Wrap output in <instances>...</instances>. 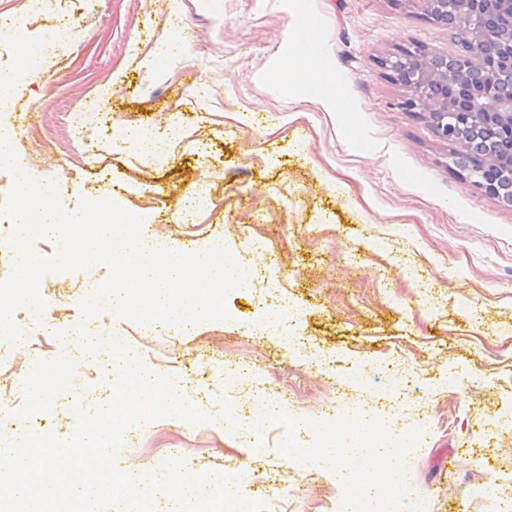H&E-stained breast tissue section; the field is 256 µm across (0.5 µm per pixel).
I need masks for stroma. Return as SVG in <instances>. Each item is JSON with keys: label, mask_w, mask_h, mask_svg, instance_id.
<instances>
[{"label": "stroma", "mask_w": 512, "mask_h": 512, "mask_svg": "<svg viewBox=\"0 0 512 512\" xmlns=\"http://www.w3.org/2000/svg\"><path fill=\"white\" fill-rule=\"evenodd\" d=\"M78 19L67 51L36 70L15 72L19 155L55 183L66 211L107 195L164 245L192 253L223 241L259 277L226 299L228 319L189 331H146L105 306L104 335L131 342L145 365L166 367L206 414L224 410L215 381L225 362L248 366L281 390L291 416L333 405L330 387L351 370L398 353L413 377L403 393L426 400L432 425L405 459L408 496L433 512H485V488L512 477V439L491 413L512 408V203L463 179L452 159L462 144L436 136L428 115L409 111L410 92L389 59L403 50L456 55L459 28L425 15L423 0H59ZM318 30L328 82L306 89L308 67L290 56L304 28ZM165 37L163 59L150 42ZM118 93L108 94L112 78ZM193 114L166 160L144 162L114 129H165ZM213 187L210 205L185 217L190 191ZM110 269L49 274L39 288L47 320L81 321L90 281ZM285 311L282 334L334 353L324 374L287 356L279 335L253 327ZM10 402L32 424L67 438L77 409L112 396L111 372L66 347L61 336L10 346ZM73 361L72 389L50 407L27 393L34 361ZM460 389L449 391V377ZM311 442L287 421L257 422L253 447L205 423L160 420L143 427L124 463L184 461L193 474L246 467L239 492L268 493V512H324L335 480L280 456V443ZM457 452L456 467L441 465Z\"/></svg>", "instance_id": "1"}]
</instances>
